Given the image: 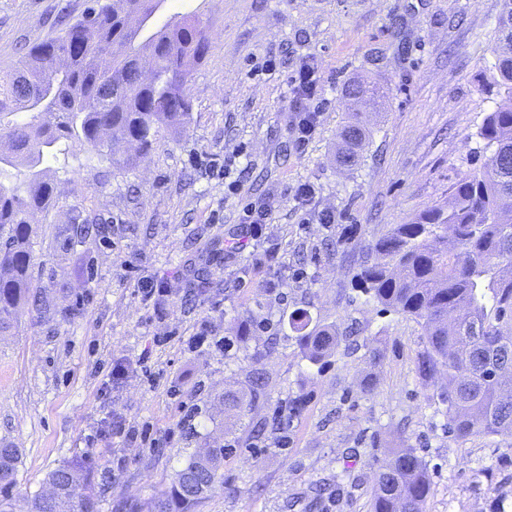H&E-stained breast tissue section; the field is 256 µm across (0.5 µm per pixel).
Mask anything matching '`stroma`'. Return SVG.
<instances>
[{
    "instance_id": "stroma-1",
    "label": "stroma",
    "mask_w": 512,
    "mask_h": 512,
    "mask_svg": "<svg viewBox=\"0 0 512 512\" xmlns=\"http://www.w3.org/2000/svg\"><path fill=\"white\" fill-rule=\"evenodd\" d=\"M94 0H0V69L75 22ZM502 0H160L146 32L184 17L211 36L189 68L190 122L162 132L138 167L122 169L69 140L51 163L56 198L36 213L32 292L55 313L20 312L0 335V442L22 450L15 512L66 462L96 470L101 512L123 501L153 512L204 443L234 444L224 486L197 512H370L382 451L417 449L432 474L427 512H512V435L452 440L433 387L416 375L420 325L366 302L351 273L390 225L447 205L456 183L490 151L479 136L506 94L491 49ZM322 75L316 135L297 146L287 128L292 79L303 62ZM385 92L357 164L333 153L357 77ZM233 166H225V158ZM311 183L307 206L296 187ZM271 206L270 223L238 254L224 243L245 206ZM334 211L336 223L321 221ZM112 226L108 239L63 251L73 214ZM164 278L143 299L137 283ZM354 331L363 348L323 367L302 360L290 314ZM227 351L189 337L232 336ZM382 354L371 367L366 347ZM260 358L267 385L239 416L225 389H249ZM375 387L365 394L362 381ZM296 402L272 424V413ZM136 427L129 443L114 423Z\"/></svg>"
}]
</instances>
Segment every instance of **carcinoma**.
Instances as JSON below:
<instances>
[{"label": "carcinoma", "instance_id": "cac0c4a2", "mask_svg": "<svg viewBox=\"0 0 512 512\" xmlns=\"http://www.w3.org/2000/svg\"><path fill=\"white\" fill-rule=\"evenodd\" d=\"M152 0H112L61 34L32 47L0 69V334L14 328L21 306L40 314L46 300L30 292V216L54 202L45 178L61 154L60 141L76 138L112 164L134 167L138 155L116 156L115 145L145 152L163 129L188 123V65L201 60L210 37L197 19L167 24L147 37ZM493 68L508 95L485 117L479 136L492 148L482 166L461 179L447 209L433 208L393 224L373 240L375 259L352 276L366 301L421 324L424 347L416 374L446 406L454 440L512 434V0H503ZM356 101L374 96L360 82L345 86ZM368 136L358 114L340 132L337 161L352 167ZM105 225L78 214L63 229L66 250ZM298 333L301 358L322 365L343 342L339 328L313 322L298 309L288 320ZM207 448L189 455L173 484L155 494L154 512H194L223 487L224 455ZM21 449L0 446V491L16 482ZM91 474L61 465L46 476L54 489L30 500L29 512H98L92 491L76 492ZM432 481L414 448H392L380 463L371 512H426Z\"/></svg>", "mask_w": 512, "mask_h": 512}]
</instances>
